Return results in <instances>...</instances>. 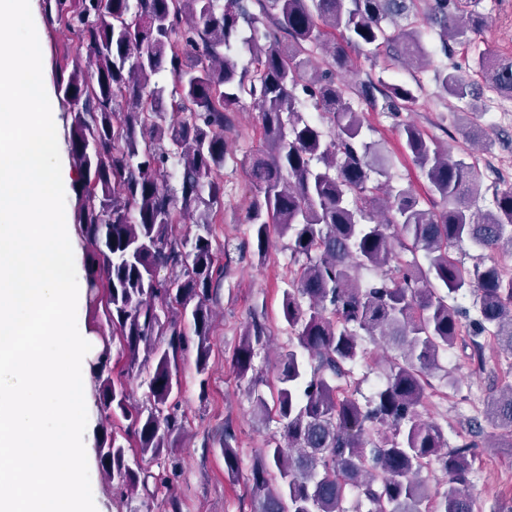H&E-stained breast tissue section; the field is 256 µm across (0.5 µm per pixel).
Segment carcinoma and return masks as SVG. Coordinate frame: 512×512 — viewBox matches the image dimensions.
Masks as SVG:
<instances>
[{
    "label": "carcinoma",
    "mask_w": 512,
    "mask_h": 512,
    "mask_svg": "<svg viewBox=\"0 0 512 512\" xmlns=\"http://www.w3.org/2000/svg\"><path fill=\"white\" fill-rule=\"evenodd\" d=\"M471 0H44L46 18L65 28L66 56L58 94L72 114L70 150L81 172L79 224L94 246L87 267L89 310L105 307L121 336L127 374H147L148 405L128 403L122 380H101L107 419L126 421L123 434L102 442L99 456L112 483L149 490L159 480L129 463L120 439L140 458L166 468L181 431L177 366L196 337V368H208L210 301L224 279L209 226L224 203L223 170L230 149L224 132L245 99L261 115L264 148L252 158L255 202L247 217V246L266 254L271 232L289 236L300 262L281 313L296 344L284 352L277 384L266 398L255 368L267 337L257 318L234 354L248 382L253 411L274 421L251 471L250 512H478L467 491L479 444L451 446L441 425L419 408L434 389L439 359L457 341L483 364L484 342L512 353V275L496 263L467 268L451 249L512 248V189L495 191L494 209L477 207L483 174L474 163L416 126L402 128L405 146L445 206L423 209L410 188L391 193L383 176L390 158L361 139L354 98L370 99L369 84L343 77L349 47L372 46L420 65L429 52L421 13L448 42L467 44L484 18ZM407 24H401V21ZM250 36H243L244 28ZM250 46L255 67L240 65L238 45ZM327 70L313 71L316 48ZM482 76L512 98V60L479 56ZM172 89L166 91L165 79ZM441 91L473 101V85L456 70L434 72ZM384 108L411 109L414 91L386 87ZM330 115L327 130L306 120L302 98ZM170 120H165V114ZM177 171V187L167 184ZM190 221L194 235L177 225ZM422 253L426 266L404 259ZM381 271L364 281L360 270ZM476 296L475 313L458 303ZM394 352L384 379L360 404L353 367L366 358L364 337ZM144 361H139V357ZM491 423L512 429V385L485 403ZM236 437L224 427V466L238 468ZM439 468L448 488L434 497L423 473Z\"/></svg>",
    "instance_id": "cac0c4a2"
}]
</instances>
